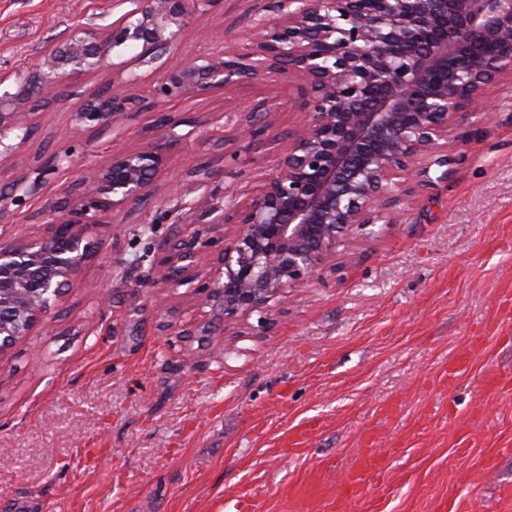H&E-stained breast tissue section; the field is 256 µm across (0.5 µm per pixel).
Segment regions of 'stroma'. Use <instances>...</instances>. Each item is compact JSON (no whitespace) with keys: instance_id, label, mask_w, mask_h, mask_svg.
<instances>
[{"instance_id":"stroma-1","label":"stroma","mask_w":512,"mask_h":512,"mask_svg":"<svg viewBox=\"0 0 512 512\" xmlns=\"http://www.w3.org/2000/svg\"><path fill=\"white\" fill-rule=\"evenodd\" d=\"M264 0H218L179 47L205 57L234 46ZM120 0H0V73L27 70L74 26H104ZM223 42H215L214 33ZM270 79L172 103L211 140L169 155L149 206L130 203L90 227L96 246L72 288L0 354V507L35 512H307L294 488L335 494L364 444L386 468L349 512H498L512 493V78L485 123L461 116L446 181L420 186L397 223L340 247L335 271L288 292L284 309L181 336L200 320L195 290L158 288L154 259L176 224L199 223L177 180L213 163L224 139L216 211L272 172L301 119ZM276 106L256 152L239 128ZM76 100L40 118L39 137L73 147L28 211L0 235L29 239L62 184L112 154L147 145L155 112L122 119L113 140L73 136ZM261 163H254L255 154ZM123 225L112 236L110 223ZM498 374L496 390L484 385Z\"/></svg>"}]
</instances>
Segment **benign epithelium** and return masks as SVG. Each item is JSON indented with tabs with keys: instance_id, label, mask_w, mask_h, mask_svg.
Instances as JSON below:
<instances>
[{
	"instance_id": "obj_1",
	"label": "benign epithelium",
	"mask_w": 512,
	"mask_h": 512,
	"mask_svg": "<svg viewBox=\"0 0 512 512\" xmlns=\"http://www.w3.org/2000/svg\"><path fill=\"white\" fill-rule=\"evenodd\" d=\"M216 2L122 0L129 9L117 20L75 27L12 82L0 77V165L30 142L35 102L76 96L78 129L116 138L127 113L271 73L296 84L288 108L303 119L258 192L158 245L155 285L196 284L205 335L254 313L266 325L271 302L336 268L340 246L375 235L380 222L397 223L418 177L448 178L457 116L479 114L496 80L512 74V0H271L268 13L252 15L244 50L174 57L192 15ZM122 50L135 54L124 59ZM141 66L152 67L149 97L141 94ZM93 74L104 84L78 90ZM255 112L266 124L245 133L258 145L276 108L260 104ZM202 132L203 124L166 113L147 146L114 153L63 186L46 233L0 241V352L29 334L95 253L87 229L129 202L150 200L169 152ZM71 155L38 151L35 166L11 172L0 223H13ZM218 176L208 166L188 172L185 194H195L191 209L204 217L213 192L198 190ZM217 243L215 254L202 253Z\"/></svg>"
}]
</instances>
